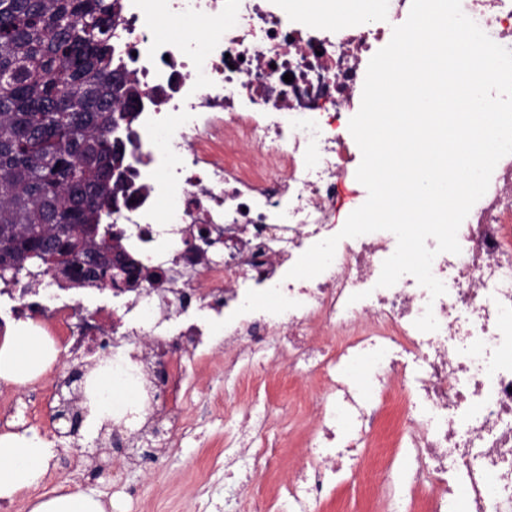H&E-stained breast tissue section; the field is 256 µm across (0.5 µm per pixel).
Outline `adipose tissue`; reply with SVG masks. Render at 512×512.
<instances>
[{"label": "adipose tissue", "mask_w": 512, "mask_h": 512, "mask_svg": "<svg viewBox=\"0 0 512 512\" xmlns=\"http://www.w3.org/2000/svg\"><path fill=\"white\" fill-rule=\"evenodd\" d=\"M55 353L45 337L27 322H15L0 335V381L26 383L42 374ZM51 450L36 434L0 436V500H12L38 484L47 470Z\"/></svg>", "instance_id": "1"}]
</instances>
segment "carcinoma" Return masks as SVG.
<instances>
[{
  "label": "carcinoma",
  "instance_id": "carcinoma-1",
  "mask_svg": "<svg viewBox=\"0 0 512 512\" xmlns=\"http://www.w3.org/2000/svg\"><path fill=\"white\" fill-rule=\"evenodd\" d=\"M117 0H0V265L40 264L55 224H97L122 189L115 103L136 87L112 64Z\"/></svg>",
  "mask_w": 512,
  "mask_h": 512
}]
</instances>
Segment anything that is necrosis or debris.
<instances>
[{
  "label": "necrosis or debris",
  "mask_w": 512,
  "mask_h": 512,
  "mask_svg": "<svg viewBox=\"0 0 512 512\" xmlns=\"http://www.w3.org/2000/svg\"><path fill=\"white\" fill-rule=\"evenodd\" d=\"M120 4L112 53L139 97L134 125L111 132L130 156L134 196L111 221L149 277L120 295L89 283L81 299L62 294L49 272L0 280V317L31 323L72 353L113 337L112 368L139 400L113 422L117 439L136 421L157 426L167 411L192 431L185 355L235 345L224 373L241 387L269 336L285 335L278 360L319 383L305 449L279 485L286 512H312L341 472L367 476L356 445L388 408L414 467L402 476L383 464L379 499H412L421 512H512V154L461 224L460 254L433 261L444 295L431 298L410 275L377 287L397 246L388 231L340 239L324 272L288 278L308 248L340 230L336 202L361 158L346 111L362 99L361 56L384 40V27L329 17L323 0ZM461 6L512 50V0ZM187 16L195 32L161 34ZM428 308L434 332L414 325ZM139 336L163 350L166 377H144ZM355 357L367 362L368 389L348 375ZM224 416L237 432L210 475L239 463L265 470L278 453L266 435L268 407L230 396Z\"/></svg>",
  "instance_id": "necrosis-or-debris-1"
}]
</instances>
